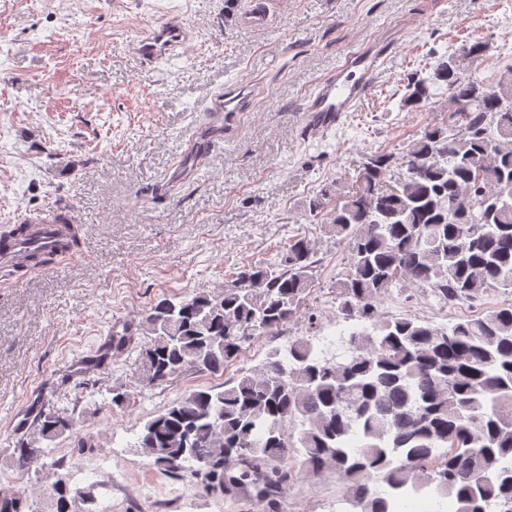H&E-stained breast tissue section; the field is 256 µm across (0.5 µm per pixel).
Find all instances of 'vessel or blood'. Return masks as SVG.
<instances>
[{
    "mask_svg": "<svg viewBox=\"0 0 512 512\" xmlns=\"http://www.w3.org/2000/svg\"><path fill=\"white\" fill-rule=\"evenodd\" d=\"M189 37L185 27L162 22L139 37L133 48L142 61L152 64L177 55ZM388 52L387 44L369 42L348 54L335 71L321 79L301 106L305 133L312 137L323 135L335 128L344 113L357 108L376 84ZM244 109V94L238 88L216 92L208 104L213 120L218 123ZM30 225L35 238L45 248H53L60 225L42 218L31 219Z\"/></svg>",
    "mask_w": 512,
    "mask_h": 512,
    "instance_id": "vessel-or-blood-1",
    "label": "vessel or blood"
}]
</instances>
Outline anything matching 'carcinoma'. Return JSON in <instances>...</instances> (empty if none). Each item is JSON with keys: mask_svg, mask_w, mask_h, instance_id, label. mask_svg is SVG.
Returning a JSON list of instances; mask_svg holds the SVG:
<instances>
[{"mask_svg": "<svg viewBox=\"0 0 512 512\" xmlns=\"http://www.w3.org/2000/svg\"><path fill=\"white\" fill-rule=\"evenodd\" d=\"M487 44L467 41L408 84L405 102L423 108L444 84L448 128H426L406 153L395 189L383 185L392 155L374 154L355 192L329 213L328 232L349 245L336 283V313L370 322L353 333L344 360L319 355L299 337L258 369L193 390L143 425L138 447L173 476L207 460V490L259 512H283L297 473L331 470L349 512H398L408 497L452 496L458 512H512V304L449 327L386 318L377 299L403 280L431 288L444 305L512 288V68L490 84L464 75ZM320 259L298 236L279 261L241 268L217 294L165 297L138 315L149 338L142 391L180 375L216 374L257 330L274 331L299 310ZM112 336L84 368L127 345ZM32 424L55 439L71 418L41 406ZM21 470L56 469L55 449L22 445ZM0 492V512H23Z\"/></svg>", "mask_w": 512, "mask_h": 512, "instance_id": "1", "label": "carcinoma"}]
</instances>
